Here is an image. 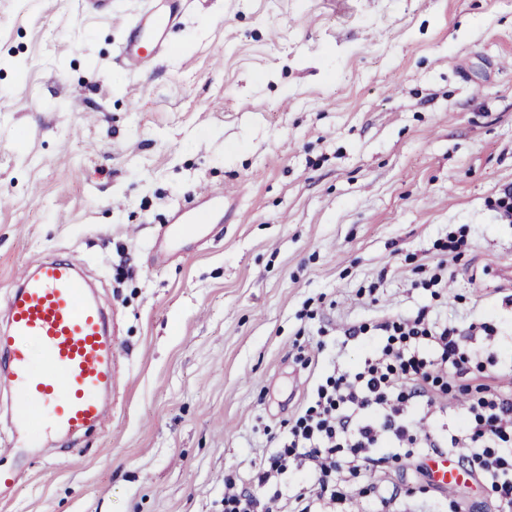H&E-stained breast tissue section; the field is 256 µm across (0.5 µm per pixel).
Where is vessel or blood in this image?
<instances>
[{"mask_svg":"<svg viewBox=\"0 0 512 512\" xmlns=\"http://www.w3.org/2000/svg\"><path fill=\"white\" fill-rule=\"evenodd\" d=\"M190 0H144L126 24L116 60L143 74L169 51L168 35L179 28ZM224 218V192L210 189L178 206L167 230L156 239L159 261L177 256L187 241L205 238L202 218ZM0 324V383L16 400L14 426L27 448L40 447L54 435L71 438L101 427L108 410L100 399L112 386L114 347L107 310L91 292L75 261L47 256L26 266L4 307ZM38 346L40 359L29 348ZM434 482L452 489L472 474L447 456L431 459Z\"/></svg>","mask_w":512,"mask_h":512,"instance_id":"vessel-or-blood-1","label":"vessel or blood"}]
</instances>
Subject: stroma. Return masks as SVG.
Listing matches in <instances>:
<instances>
[{
  "label": "stroma",
  "mask_w": 512,
  "mask_h": 512,
  "mask_svg": "<svg viewBox=\"0 0 512 512\" xmlns=\"http://www.w3.org/2000/svg\"><path fill=\"white\" fill-rule=\"evenodd\" d=\"M140 2L0 0V302L19 265L79 260L116 350L108 427L32 449L0 512H220L316 380L422 309L512 374V283L489 273L512 263V0H191L143 75L115 61ZM201 185L246 221L150 264ZM379 481L382 512L499 510L401 461L336 512H372Z\"/></svg>",
  "instance_id": "35a3bbf8"
}]
</instances>
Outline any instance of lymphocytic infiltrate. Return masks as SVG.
Instances as JSON below:
<instances>
[{"label":"lymphocytic infiltrate","instance_id":"lymphocytic-infiltrate-1","mask_svg":"<svg viewBox=\"0 0 512 512\" xmlns=\"http://www.w3.org/2000/svg\"><path fill=\"white\" fill-rule=\"evenodd\" d=\"M385 340L352 372L329 375L312 390L307 407L289 427L280 449L259 465L248 482L224 479V512H316L319 500H342L351 475L373 468L372 451L447 447L473 474L490 483L502 512H512V395L498 376H469L467 411L473 425L441 440L425 427V410L447 408L441 382L448 369L469 375V355L456 327L429 322L426 312L379 325ZM307 464L316 492L270 499L259 488L277 484L289 458Z\"/></svg>","mask_w":512,"mask_h":512}]
</instances>
